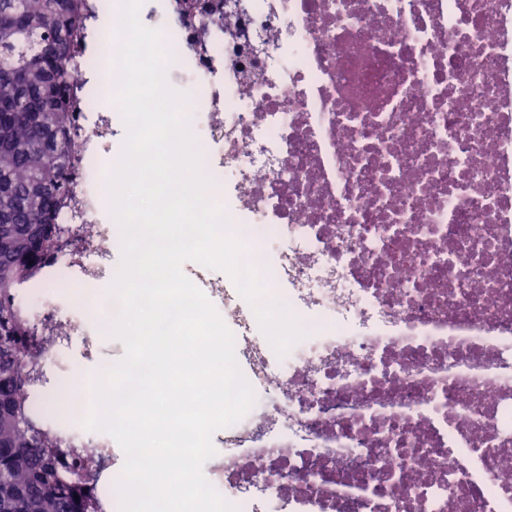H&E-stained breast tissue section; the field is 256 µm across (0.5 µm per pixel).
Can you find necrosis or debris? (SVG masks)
Returning a JSON list of instances; mask_svg holds the SVG:
<instances>
[{
    "label": "necrosis or debris",
    "instance_id": "1",
    "mask_svg": "<svg viewBox=\"0 0 512 512\" xmlns=\"http://www.w3.org/2000/svg\"><path fill=\"white\" fill-rule=\"evenodd\" d=\"M144 0L189 99L212 197L305 330L286 355L223 279L256 402L203 467L236 512H512V0H244L205 50ZM73 242L21 314L41 373L102 333L46 273L93 284L121 236L100 220L126 126L82 50Z\"/></svg>",
    "mask_w": 512,
    "mask_h": 512
}]
</instances>
